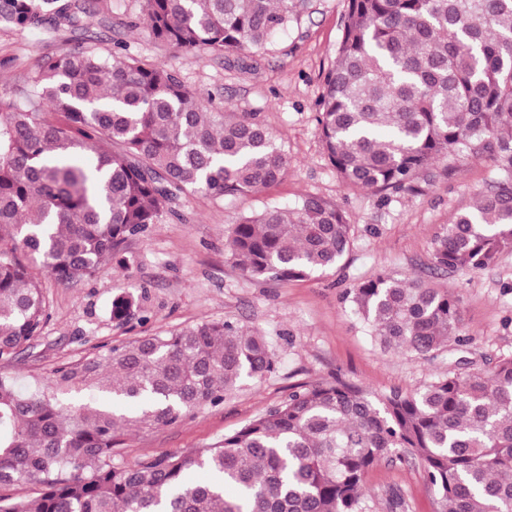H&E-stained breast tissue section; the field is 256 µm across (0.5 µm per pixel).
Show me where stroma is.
<instances>
[{
  "label": "stroma",
  "instance_id": "stroma-1",
  "mask_svg": "<svg viewBox=\"0 0 512 512\" xmlns=\"http://www.w3.org/2000/svg\"><path fill=\"white\" fill-rule=\"evenodd\" d=\"M344 0H311L301 22L291 24L267 48L244 55L175 52L156 43L140 17L141 0H93L79 31H19L0 25V108L44 55L75 45L127 53L163 64L182 81L230 112H255L288 152L287 173L258 195L217 199L182 194L164 207L160 221L131 238L129 269L105 264L91 278L60 285L43 277L50 318L43 337L6 368L24 379L45 378L57 365L104 346L224 320L261 331L278 360L275 374L244 381L223 402L181 422L125 431L123 460L131 464L161 451L205 448L280 405L302 385L343 380L377 395L409 393L445 374L456 360L490 368L512 355V250L497 263L468 274L442 273L434 286L461 299L458 338L433 358L380 349L341 301L354 282L379 272L422 275L435 240L456 213L494 188L498 176L482 158L435 163L420 175L414 193L380 202L373 192L345 187L316 131L317 101L325 71L340 39ZM314 196L341 207L355 243L340 266L302 280L244 278L228 259L224 241L246 213L272 204L293 207ZM138 300L133 318L112 322L116 288ZM369 512H439L436 494L420 464L381 461L366 475Z\"/></svg>",
  "mask_w": 512,
  "mask_h": 512
}]
</instances>
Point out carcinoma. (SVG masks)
Segmentation results:
<instances>
[{
    "label": "carcinoma",
    "instance_id": "cac0c4a2",
    "mask_svg": "<svg viewBox=\"0 0 512 512\" xmlns=\"http://www.w3.org/2000/svg\"><path fill=\"white\" fill-rule=\"evenodd\" d=\"M317 134L349 188L384 200L441 159L485 157L502 175L456 214L429 269L468 273L512 248V0H345ZM89 0H0V25L80 27ZM308 0H142L151 37L180 52L259 49ZM288 153L255 112H218L161 64L78 46L42 57L0 111V362L49 320L40 275L60 284L128 268L127 242L182 193L254 195ZM353 245L337 206L306 197L242 216L225 250L247 278L335 269ZM343 301L386 351L425 359L458 337L460 297L377 273ZM135 298L112 296L123 324ZM266 336L204 321L55 367L33 385L0 373V512H368L365 477L416 460L440 512H512V357L412 393L302 386L206 448L119 462L126 426L175 424L257 383ZM147 400L132 417L99 402ZM208 474L204 482L190 475ZM33 483L31 500L4 493ZM235 494L225 495V489Z\"/></svg>",
    "mask_w": 512,
    "mask_h": 512
}]
</instances>
